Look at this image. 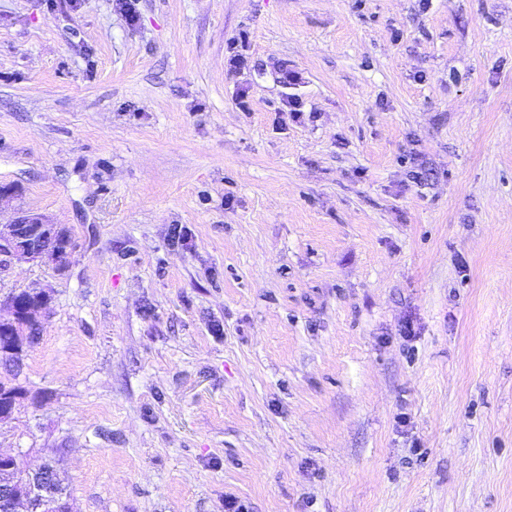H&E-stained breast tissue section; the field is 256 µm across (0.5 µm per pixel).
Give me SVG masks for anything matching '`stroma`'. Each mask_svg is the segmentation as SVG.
Segmentation results:
<instances>
[{"mask_svg": "<svg viewBox=\"0 0 512 512\" xmlns=\"http://www.w3.org/2000/svg\"><path fill=\"white\" fill-rule=\"evenodd\" d=\"M137 12L0 0V225L73 243L0 263V449L73 512H512V0ZM70 246L69 236L62 235L58 224L46 223L28 212L21 211L11 224L0 227V257L30 262L50 255L65 268ZM2 305L10 310V318L0 319V330L10 336H25L26 325L29 322H40L41 314L48 308V301L42 300L38 304L23 306L16 301L14 295H9L5 300H0V306Z\"/></svg>", "mask_w": 512, "mask_h": 512, "instance_id": "1", "label": "stroma"}]
</instances>
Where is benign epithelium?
I'll return each instance as SVG.
<instances>
[{
    "instance_id": "1",
    "label": "benign epithelium",
    "mask_w": 512,
    "mask_h": 512,
    "mask_svg": "<svg viewBox=\"0 0 512 512\" xmlns=\"http://www.w3.org/2000/svg\"><path fill=\"white\" fill-rule=\"evenodd\" d=\"M70 246L69 237L62 235L59 225L28 212H20L12 223L0 227V257L30 262L49 255L64 268ZM2 305L10 310V318L0 319V330L10 336H23L27 323L39 321L48 301L23 306L9 295L0 300ZM31 452L30 448H15L9 454L0 453V460L14 461L11 469L16 473L14 482L0 488V499L8 502V512H18L21 504L25 512H59L63 493L51 477L53 469L45 465L34 471L28 469L25 458Z\"/></svg>"
}]
</instances>
